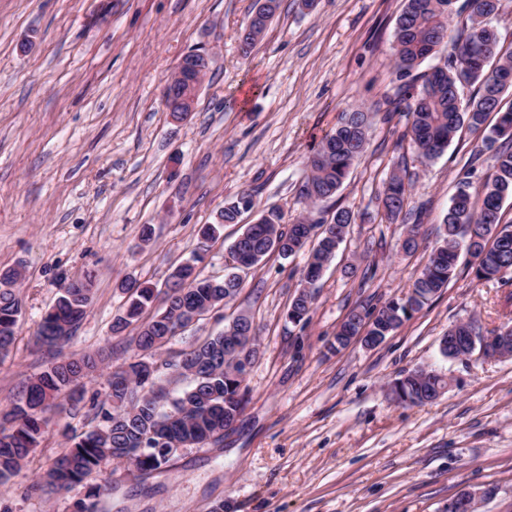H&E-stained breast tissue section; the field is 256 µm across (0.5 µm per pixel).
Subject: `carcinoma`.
Listing matches in <instances>:
<instances>
[{"label":"carcinoma","instance_id":"obj_1","mask_svg":"<svg viewBox=\"0 0 512 512\" xmlns=\"http://www.w3.org/2000/svg\"><path fill=\"white\" fill-rule=\"evenodd\" d=\"M281 2L263 0L259 8L263 20L241 31L244 55H249L263 37ZM500 2L467 0L469 24L456 32L449 24L451 0H404L393 34L395 79L399 82L395 96L386 100L383 110L342 113L336 128L322 138L308 158L309 173L299 194L314 207L340 190L351 165L365 150L367 131L377 115L385 123L396 117L406 120V134L423 163L440 157L463 127L481 136L485 149L493 151L492 172L480 191L472 194L470 182L459 181L437 230L436 244L408 291L375 314L351 310L336 330L339 346L346 345V337L361 328H368L370 336L382 337L398 329L448 286L462 250L478 258L473 270L479 280L512 272V230L501 227L502 203L512 197V107L505 111L501 107L504 91L512 88V53L503 57L497 50L489 51V46H498L490 21L498 14ZM448 43L453 45V54L443 65L419 77L413 75L430 54ZM419 78L422 83L418 86L415 81ZM466 86L475 87V93L464 101L460 90ZM492 113L497 120L490 125ZM406 177L403 157L383 183L378 201L387 219H399L406 225L402 248L414 252L419 247L423 208H408ZM254 205L249 191L224 202L220 211L223 222L203 225V239L217 238L223 225L238 223L241 213ZM259 220L258 224L245 225L229 246L233 264L221 279L201 276L197 263L202 258L194 256L173 269L163 289L149 282L121 285L128 299L112 323V335L123 341L126 331L135 332L130 342L136 353L109 374L102 399L92 405L97 423L69 437L68 447L50 460L37 489L52 495L82 487L84 492L73 500L72 512H100L108 488L88 485L86 480L112 462L128 459L127 470L145 480L172 467L177 449L223 441L224 425L240 419L246 396L245 379L232 375L225 356L234 352L230 344L241 337L252 345L248 356L255 355L257 332L247 335L253 320L240 313L222 333L182 350L175 361L161 358L162 348L177 336V325L187 313L208 312L233 300L243 286L238 271L254 268L275 252L289 257L308 251L299 288L290 304L293 311L288 315L293 322L302 321L315 300L314 285L336 256L354 215L349 209L338 208L329 219L299 217L286 224L280 210L270 209ZM19 279L16 269L0 271V360L10 354L16 341L21 315L16 288ZM158 299L163 307L145 316ZM91 303V280L67 281L37 326L36 344L56 351L59 360L30 377L9 410L0 414L1 485L21 470L41 444L48 426L46 412L55 399L63 396L72 409L84 408L81 380L97 370L105 357L100 352L66 357L62 352ZM448 335L458 337L453 349L440 348L448 359L468 353L470 336L477 337L479 343L488 338L492 348H503V357H512V317L487 333L472 320L459 321L448 329ZM157 363L187 381V387L174 392L156 383ZM447 388L448 380L425 368L410 371L392 384L396 399L411 405L430 403Z\"/></svg>","mask_w":512,"mask_h":512}]
</instances>
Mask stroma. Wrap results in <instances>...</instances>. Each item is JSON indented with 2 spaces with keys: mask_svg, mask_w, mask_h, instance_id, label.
<instances>
[{
  "mask_svg": "<svg viewBox=\"0 0 512 512\" xmlns=\"http://www.w3.org/2000/svg\"><path fill=\"white\" fill-rule=\"evenodd\" d=\"M255 0H0V269L18 268L22 304L13 351L0 360V409L28 376L54 362L33 333L63 282L91 276L92 305L75 353L112 351L85 378L94 398L134 346L110 327L121 283L164 284L172 267L206 248V276L220 277L242 225L280 208L303 211L306 160L341 113L375 110L394 92L393 33L404 0H283L250 56L239 34ZM212 60L194 112L173 121L163 90L182 57ZM404 124L375 123L362 158L336 196L355 217L317 285L308 315L290 322L303 256H267L239 295L167 344L165 355L223 331L242 311L259 329L246 377L247 405L215 445L191 448L166 472L137 480L117 465L105 512H448L464 489H495L480 512H512V359L449 360L439 342L474 319L493 329L512 311V274L491 281L460 259L447 288L377 347H337L349 311H376L403 295L426 262L461 178L479 189L491 159L472 164L481 139L457 133L435 161L420 162ZM409 204L426 205L413 253L405 227L376 197L398 157ZM255 193V208L202 242L226 200ZM150 241H142L143 227ZM451 380L434 402L398 403L392 382L419 368ZM39 448L0 485V512H70L71 495L32 489L91 412L57 403Z\"/></svg>",
  "mask_w": 512,
  "mask_h": 512,
  "instance_id": "obj_1",
  "label": "stroma"
}]
</instances>
